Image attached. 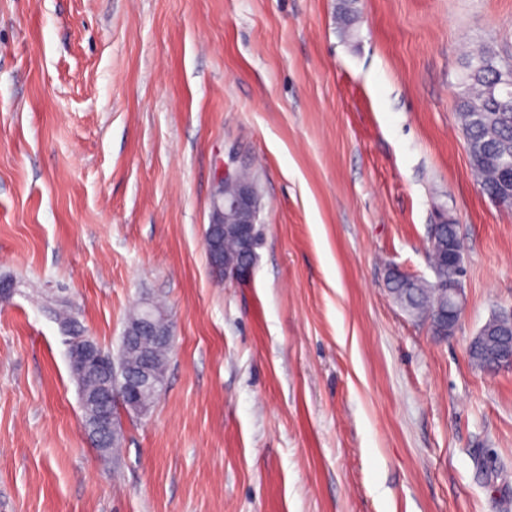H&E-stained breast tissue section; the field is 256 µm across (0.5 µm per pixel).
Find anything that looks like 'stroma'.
Wrapping results in <instances>:
<instances>
[{
	"mask_svg": "<svg viewBox=\"0 0 512 512\" xmlns=\"http://www.w3.org/2000/svg\"><path fill=\"white\" fill-rule=\"evenodd\" d=\"M0 0V512H512V369L467 345L512 307V211L456 112L512 66V0ZM254 166L250 278L205 248ZM456 222L466 304L435 340L387 287ZM105 347L153 300L165 386L106 454L52 298ZM235 157L230 163H224V170L214 192L212 202L213 224H233L247 227L258 223L259 211L255 191L249 180L240 175L235 166Z\"/></svg>",
	"mask_w": 512,
	"mask_h": 512,
	"instance_id": "stroma-1",
	"label": "stroma"
}]
</instances>
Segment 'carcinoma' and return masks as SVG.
<instances>
[{"label":"carcinoma","instance_id":"obj_1","mask_svg":"<svg viewBox=\"0 0 512 512\" xmlns=\"http://www.w3.org/2000/svg\"><path fill=\"white\" fill-rule=\"evenodd\" d=\"M343 17L342 33L352 32L356 19V0H339ZM512 71L502 65L499 54L491 46L482 47L466 62V73L458 93L457 111L464 136L469 163L485 193L497 205L512 210V98H504L499 90L501 73ZM242 248L237 234H224L221 255L236 256ZM463 253L458 224L444 222L431 235L429 265L434 281L409 276L397 270L389 271L387 283L397 303L410 315L429 323L433 336L448 335V297L440 292L451 288L465 269L450 259L453 252ZM61 324L80 339L84 331L75 321L63 299L55 300ZM512 350V324L502 323L492 315L478 330L468 354L472 364L484 372L493 366L492 354L500 349ZM169 351L166 346L147 341L138 347L120 346L116 360L128 368L150 366L159 377L164 376Z\"/></svg>","mask_w":512,"mask_h":512}]
</instances>
